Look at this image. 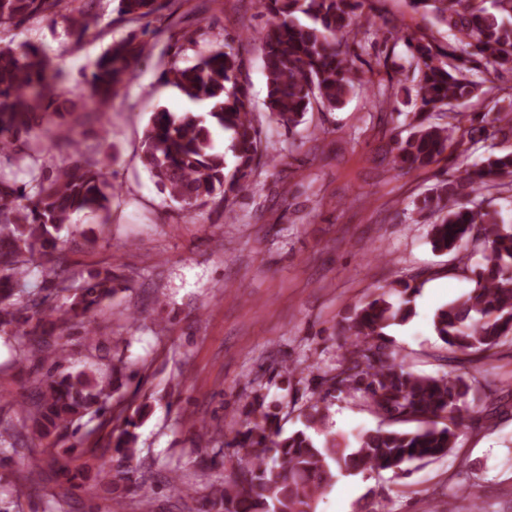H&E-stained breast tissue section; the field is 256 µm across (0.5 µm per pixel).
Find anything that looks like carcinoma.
<instances>
[{"label": "carcinoma", "instance_id": "carcinoma-1", "mask_svg": "<svg viewBox=\"0 0 512 512\" xmlns=\"http://www.w3.org/2000/svg\"><path fill=\"white\" fill-rule=\"evenodd\" d=\"M101 0H0V29L34 19H62L80 42L97 24L95 4ZM117 20L131 26L111 43L93 70L83 74L79 96L104 117L112 100L132 79L139 59L157 45L148 40L149 25L187 0H115ZM368 0H259L268 16L259 44L267 83L269 114L288 130L303 122L317 104L334 109L354 92L350 36L366 43L377 35L365 12ZM414 7L447 27L456 43L443 47L427 34L406 32L418 79L420 102L406 136L394 137V168L410 172L435 163L458 141L460 123L437 118L454 103L467 99L479 83L473 72L494 68L496 80L512 81V0H412ZM167 35V50L195 43L186 29L153 31ZM242 59L226 44L198 56L195 64L173 62L161 82L177 88L192 102H204L205 114L165 109L154 113L145 130L142 161L160 189L180 209L190 211L210 201L224 208L245 194L262 152L261 129L255 121L247 86L239 81ZM73 90L65 84L51 57L38 45L0 46V163L31 161L29 181L17 183L0 173V333L20 337L18 356L51 366L32 380L28 402L16 418L0 419V441L23 460L53 459L75 489L88 482L108 493L143 485L137 465L138 433L146 407L119 412L112 394L135 381L139 371L127 365L109 373L66 371L70 330L85 314L114 295L112 272H91L67 306L54 304L53 294L28 286L40 269L57 281L67 255L58 233L74 217L95 215L110 223L115 187L95 150H83L57 120L74 107ZM232 133L234 166L225 173L224 153L213 145V132ZM502 142L512 140V108L492 113L488 126L466 131ZM63 142L74 158L47 169L39 164L41 140ZM512 186V152L491 155L473 169L440 181L419 201L420 210L443 214L432 225L431 244L439 253L454 252L462 261L473 249L483 262L473 271L474 288L440 308L434 318L438 338L447 346L454 369L441 376L416 374L388 350L385 330L407 321L418 288L407 281L363 302L342 326L345 351L335 368L313 378L310 397L297 408L300 426L283 434L281 422L290 411L283 403L265 408V396L254 394L240 412L241 429L216 448H203L200 470L224 467V448L242 451L224 481L210 484L205 512H316L318 499L339 477L401 471L413 462L445 458L455 448L457 430L468 419L469 396L489 397L496 381L469 376L475 363L496 356L512 343V225L500 213L482 207L477 196L492 188ZM348 392L379 419L359 432L354 446L328 433L329 398ZM112 426V446L93 443L85 453L91 464L71 465L72 449L60 444L80 436L84 417ZM400 423H415L407 431Z\"/></svg>", "mask_w": 512, "mask_h": 512}]
</instances>
